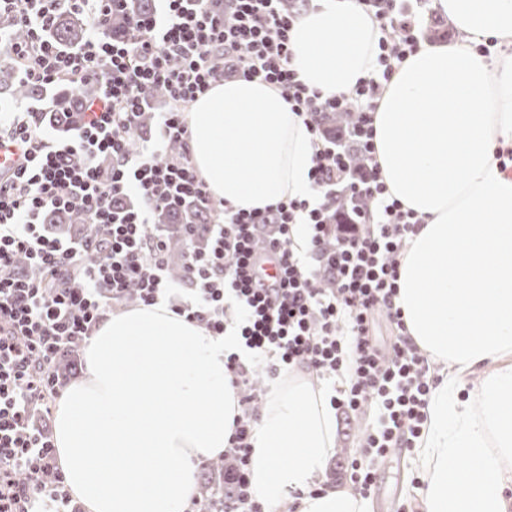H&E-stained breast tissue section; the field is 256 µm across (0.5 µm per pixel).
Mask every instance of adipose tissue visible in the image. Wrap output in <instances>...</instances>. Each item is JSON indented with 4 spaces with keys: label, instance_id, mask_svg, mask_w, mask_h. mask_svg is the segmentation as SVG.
Instances as JSON below:
<instances>
[{
    "label": "adipose tissue",
    "instance_id": "obj_1",
    "mask_svg": "<svg viewBox=\"0 0 512 512\" xmlns=\"http://www.w3.org/2000/svg\"><path fill=\"white\" fill-rule=\"evenodd\" d=\"M440 6L460 39L408 56L373 121L387 190L423 221L397 304L414 343L444 366L416 443L415 494L420 512H512V176L495 160L512 144V54L491 65L470 43L512 45V0ZM380 37L356 0H321L293 26L292 66L322 96L342 93L372 71ZM187 119L214 198L249 211L313 196L312 135L270 84L216 83ZM237 346L164 301L104 314L54 415L59 466L86 512H184L196 464L223 454L240 413L224 367ZM336 442L328 388L282 372L251 440L255 499L266 512L294 501L297 512H371L347 489H317Z\"/></svg>",
    "mask_w": 512,
    "mask_h": 512
}]
</instances>
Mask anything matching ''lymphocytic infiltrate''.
I'll list each match as a JSON object with an SVG mask.
<instances>
[{
  "label": "lymphocytic infiltrate",
  "mask_w": 512,
  "mask_h": 512,
  "mask_svg": "<svg viewBox=\"0 0 512 512\" xmlns=\"http://www.w3.org/2000/svg\"><path fill=\"white\" fill-rule=\"evenodd\" d=\"M119 2L0 0V60L20 82L46 91L96 86L78 98L86 119L68 123L66 137L48 136L47 114L34 103L0 129L21 157L0 175V512H75L52 436L30 429V408L60 393L56 353L85 346L103 313L131 292L146 306L171 301L214 335L234 332L244 349L225 361L240 392L227 448L235 464L223 487L191 498L190 512H262L248 479L259 364L271 379L299 368L325 381L343 421L371 412L346 466L352 486L371 495L391 451H409L420 437L439 381L395 303L400 259L422 221L388 194L373 142L386 84L421 46L416 13L407 0H357L381 29L376 66L354 90L324 98L290 66V31L309 0H163L161 11L130 13L122 40L107 26ZM64 9L90 19L80 46L47 35ZM15 28L24 39L13 38ZM231 77L279 88L309 125L313 199L214 210L190 159L185 113ZM159 88L169 106L154 115L153 144L133 151L141 112ZM189 205L212 221L201 239L195 225L184 227L188 297L178 301L167 244L148 226L159 212ZM56 211L90 234L49 233L45 218ZM298 224L310 239L304 251L293 242ZM379 317L394 335L386 349L373 336ZM344 372L348 380L337 384Z\"/></svg>",
  "instance_id": "1"
}]
</instances>
